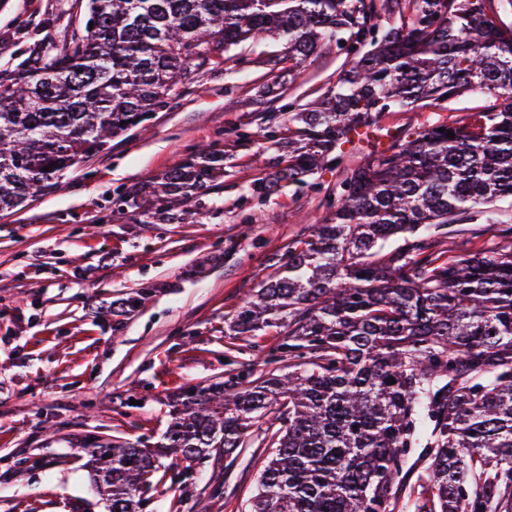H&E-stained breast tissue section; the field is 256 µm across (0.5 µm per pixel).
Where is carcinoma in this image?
I'll return each mask as SVG.
<instances>
[{"label":"carcinoma","mask_w":512,"mask_h":512,"mask_svg":"<svg viewBox=\"0 0 512 512\" xmlns=\"http://www.w3.org/2000/svg\"><path fill=\"white\" fill-rule=\"evenodd\" d=\"M80 2L83 33L58 45L53 19L26 25V56L0 69V212L54 188L167 104L179 77L218 68L249 40L283 42L290 72L333 41L350 57L327 94L288 107L278 170L253 184L266 195L324 167L339 174L324 219L230 325L235 336L287 328L278 352L295 369L184 390L156 450L90 444L109 512H140L161 458L229 457L275 411L250 512H392L426 423L414 512H512V227L490 249H434L457 215L512 198V25L493 0ZM474 89L496 103L472 121L389 134L341 166L342 147L385 113ZM222 179L224 155L203 149L119 197L187 220ZM394 237L403 244L384 251Z\"/></svg>","instance_id":"1"}]
</instances>
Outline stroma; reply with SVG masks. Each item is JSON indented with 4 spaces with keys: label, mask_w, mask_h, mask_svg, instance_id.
<instances>
[{
    "label": "stroma",
    "mask_w": 512,
    "mask_h": 512,
    "mask_svg": "<svg viewBox=\"0 0 512 512\" xmlns=\"http://www.w3.org/2000/svg\"><path fill=\"white\" fill-rule=\"evenodd\" d=\"M74 0H0V63L20 55L13 32L55 17L54 40L79 31ZM223 67L177 81L176 95L138 127L65 173L51 192L0 212V512H108L90 478L87 440L160 444L167 401L194 385L251 371L282 340L269 327L231 337L228 324L257 283L277 273L289 244L326 214L337 172L259 198L272 179L273 136L288 115L269 111L267 85L283 102L308 104L335 82L346 55L314 54L295 73L273 76L268 60L284 46L258 38L232 49ZM494 99L475 90L412 111L385 113L390 131L484 111ZM211 147L224 153V181L200 198L197 223L148 221L114 201L115 190L148 189L164 173ZM512 227V198L495 220L458 215L436 246L475 252ZM143 301L117 315L115 303ZM270 420L257 422L231 457L195 465L186 484L154 481L143 512H247L269 452Z\"/></svg>",
    "instance_id": "obj_1"
}]
</instances>
